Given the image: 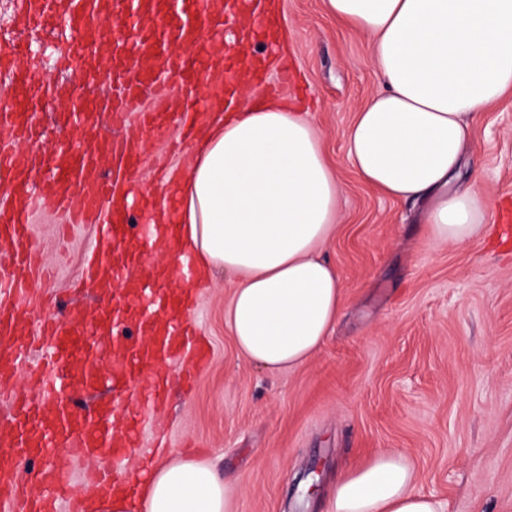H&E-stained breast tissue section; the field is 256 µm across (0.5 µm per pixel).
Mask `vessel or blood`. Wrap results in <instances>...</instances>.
<instances>
[{
    "instance_id": "1",
    "label": "vessel or blood",
    "mask_w": 512,
    "mask_h": 512,
    "mask_svg": "<svg viewBox=\"0 0 512 512\" xmlns=\"http://www.w3.org/2000/svg\"><path fill=\"white\" fill-rule=\"evenodd\" d=\"M213 0H110L101 10L99 0H69L63 25L75 38L60 52L58 70L77 65L94 46L92 33L105 24L127 29L128 38L116 40L107 77L91 75L89 83H104L102 100L114 134L112 138H90L75 146L59 145L54 172L38 185H30V172L45 166V157L34 146L41 137L28 109L42 87L28 79L18 81L10 105L0 108V240L6 241L7 265L0 267V384L16 371L22 341L46 350L45 365L31 376L27 394L9 392L11 410L4 426L8 442L0 453V512H58L60 497L70 487L66 472L47 465L40 473V488L29 492L15 465L16 458L48 455L63 449L73 459L94 463L88 482L114 492L112 474L116 460L137 448L139 416L153 412L167 391L164 377L152 370L183 356H191L194 367L207 364L209 351L189 334L190 308L154 288L155 278L135 281L134 298L113 289L112 278L122 277L138 259L120 250L125 237V209L115 208L117 196L132 192V170L139 158V145L123 136V128L138 119L157 140L170 136L166 121L175 113L181 135H191L200 114L188 99L176 98L170 80L180 77L187 85L209 84L211 95L232 101L230 82L210 83V50L201 34L217 36L240 8L262 18L264 0H224L222 13L212 9ZM19 14L27 29L37 31L54 22L45 0H22ZM198 43L196 56L171 51L169 41ZM93 105L73 98L68 122L88 128L96 122ZM30 145L26 160L17 157L20 145ZM45 206L61 210L74 224H94L99 241L90 249L83 283L101 289L106 302L94 318L85 309L71 306L31 326V284L41 275L31 242L33 214ZM135 320L137 335L124 331L127 320ZM107 372H100V364ZM112 385L111 404L96 413L73 414L63 401L68 392L91 386L100 378ZM133 399L140 405L132 413L122 404Z\"/></svg>"
}]
</instances>
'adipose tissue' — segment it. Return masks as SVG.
<instances>
[{
    "mask_svg": "<svg viewBox=\"0 0 512 512\" xmlns=\"http://www.w3.org/2000/svg\"><path fill=\"white\" fill-rule=\"evenodd\" d=\"M337 21L370 38L384 88L345 132L360 176L401 201L422 199L431 242L482 235L487 204L455 184L475 117L512 92V0H325ZM207 120L167 186L173 257L191 264L178 282L203 287L212 272L234 280L224 322L239 353L277 373L304 365L332 332L342 282L322 250L338 227L341 185L307 113L245 100L232 118L211 102ZM404 453L385 451L342 471L327 512H444L417 490ZM142 512H230L227 487L199 457L157 463Z\"/></svg>",
    "mask_w": 512,
    "mask_h": 512,
    "instance_id": "ef3b65f1",
    "label": "adipose tissue"
}]
</instances>
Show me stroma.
Here are the masks:
<instances>
[{"instance_id":"35a3bbf8","label":"stroma","mask_w":512,"mask_h":512,"mask_svg":"<svg viewBox=\"0 0 512 512\" xmlns=\"http://www.w3.org/2000/svg\"><path fill=\"white\" fill-rule=\"evenodd\" d=\"M279 25L294 80L274 95L311 113L341 183L339 226L324 256L343 282L344 309L309 362L272 374L238 353L224 325L232 279L216 273L194 301L208 364L189 390L176 367L167 370L162 454L210 459L232 488V512H325L337 473L383 450L405 452L418 490L447 512H512V242L499 235L503 215L512 216V95L479 114L461 169L491 203L487 234L436 245L423 203L381 196L346 156L344 131L381 87L368 40L331 17L324 0H279ZM58 34L21 31L16 0H0V41L39 58L29 77L55 87L30 106L37 147L49 156L79 138L65 124L64 97L85 86L81 69L56 70ZM131 133L144 144L142 188L160 195L184 155L148 130ZM61 222L53 211L33 219L34 243L54 272L35 289L56 295L61 311L71 302L98 308L100 291L72 293L95 229L79 225L63 243Z\"/></svg>"}]
</instances>
